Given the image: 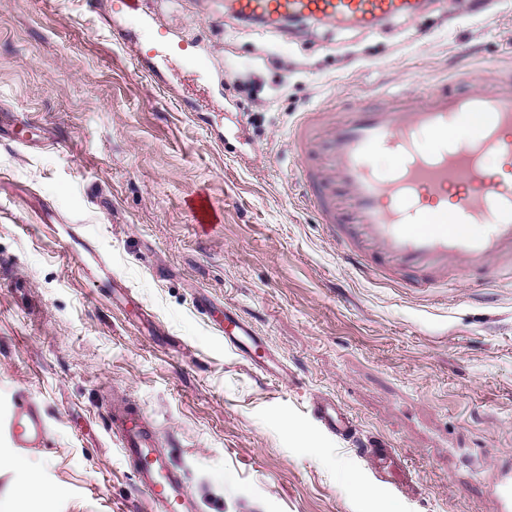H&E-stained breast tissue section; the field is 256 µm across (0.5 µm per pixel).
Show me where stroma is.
<instances>
[{
  "mask_svg": "<svg viewBox=\"0 0 512 512\" xmlns=\"http://www.w3.org/2000/svg\"><path fill=\"white\" fill-rule=\"evenodd\" d=\"M469 2L279 37L223 0H166L165 45L223 63L200 78L182 54L144 71L102 18L113 0H0V123L44 136L0 138V416L25 392L50 429L22 455L0 437L42 490L18 495L0 472V512H150L109 428L114 399L150 418L198 512H499L512 281L421 294L347 263L290 142L304 114L512 63V0L486 18ZM200 192L219 215L205 231L186 205ZM228 307L283 378L225 347L212 319ZM318 397L389 444L401 488L321 427Z\"/></svg>",
  "mask_w": 512,
  "mask_h": 512,
  "instance_id": "stroma-1",
  "label": "stroma"
}]
</instances>
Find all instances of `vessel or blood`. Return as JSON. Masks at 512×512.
Returning a JSON list of instances; mask_svg holds the SVG:
<instances>
[{"mask_svg":"<svg viewBox=\"0 0 512 512\" xmlns=\"http://www.w3.org/2000/svg\"><path fill=\"white\" fill-rule=\"evenodd\" d=\"M429 0H228L238 19L283 34L288 22H346L366 31L424 14ZM479 71L463 72L458 88L435 84L424 94L385 107L355 108L340 120L316 112L291 139L321 223L331 225L343 257L413 288L447 282H494L512 264V72L478 89ZM392 159L388 171L375 155ZM224 344L254 369L276 375L274 354L251 323L225 309ZM323 428L353 441L358 427L339 401L318 398ZM138 488L154 512H196L195 491L175 465L144 412L107 408ZM0 433L16 451L45 447L49 428L31 396L18 394Z\"/></svg>","mask_w":512,"mask_h":512,"instance_id":"vessel-or-blood-1","label":"vessel or blood"}]
</instances>
